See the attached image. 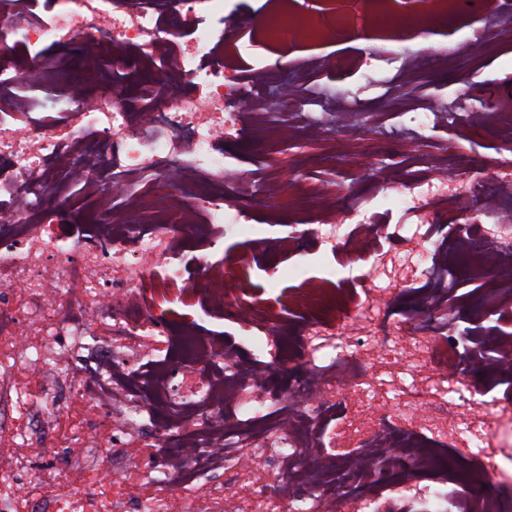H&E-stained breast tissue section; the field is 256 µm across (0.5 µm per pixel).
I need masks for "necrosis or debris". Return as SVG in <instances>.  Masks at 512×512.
Wrapping results in <instances>:
<instances>
[{
    "instance_id": "4bbe7bcc",
    "label": "necrosis or debris",
    "mask_w": 512,
    "mask_h": 512,
    "mask_svg": "<svg viewBox=\"0 0 512 512\" xmlns=\"http://www.w3.org/2000/svg\"><path fill=\"white\" fill-rule=\"evenodd\" d=\"M224 2L0 0V512H512V396L496 391L512 381V142L495 178L394 186L395 204L447 224V243L424 224L393 236L305 188L319 223L267 236L243 202L274 177H231L224 139L292 137L309 70L245 88L228 52L240 29L284 53L293 32L338 43L349 22L274 0L230 28ZM50 51L143 74L144 94L117 80L89 106L73 81L36 111L5 74L43 80ZM147 178L153 192L137 191ZM71 186L95 204L80 237L59 232ZM458 204L493 223H449ZM228 236L250 237L273 274L323 248L338 267L270 300L216 259ZM447 262L500 279L440 336L448 289L429 266ZM417 280L418 306L391 317ZM101 446L120 478L89 460ZM173 307L178 313L193 316L201 325V327L210 333H214L223 337L225 336L224 331L236 334L234 325L228 321H216L206 318L197 308L194 307H184L182 305H173Z\"/></svg>"
}]
</instances>
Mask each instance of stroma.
I'll list each match as a JSON object with an SVG mask.
<instances>
[{
  "label": "stroma",
  "mask_w": 512,
  "mask_h": 512,
  "mask_svg": "<svg viewBox=\"0 0 512 512\" xmlns=\"http://www.w3.org/2000/svg\"><path fill=\"white\" fill-rule=\"evenodd\" d=\"M501 7V0H480L477 8L460 11L448 28L428 25L421 31L400 33L376 30L363 11L352 22L342 44L289 48L288 67L292 70L341 48L357 60H368V69L384 72L389 78L385 84L366 80V69L319 72L308 88L312 94L339 86L349 88L352 101L364 105L366 112L381 113L382 123L356 124L341 150L332 140L310 141L301 134L263 152L249 138L225 141V151L237 158L236 171L257 179L268 165H277L286 185L327 187L340 204L349 199L372 202L383 224H416L420 218L390 206L380 174L382 167L405 171L409 181H421L431 177L430 164L443 149L447 152L448 170L495 176L494 159L503 141L512 135V124L502 122L492 129L475 127L467 122L466 115L475 110L495 113L503 103L512 102V40L470 38L486 16L499 12ZM460 42L466 45L464 53L449 57L445 70L424 74L415 80L412 89H401V76L389 64L396 53L425 45L452 47ZM434 109L449 114L448 124L428 128L421 137H413V117ZM307 155L325 157L326 162L313 167L303 165L302 159ZM246 207L253 223L267 225L269 234L274 236L317 220L311 206L292 196L259 198L247 202Z\"/></svg>",
  "instance_id": "1"
}]
</instances>
